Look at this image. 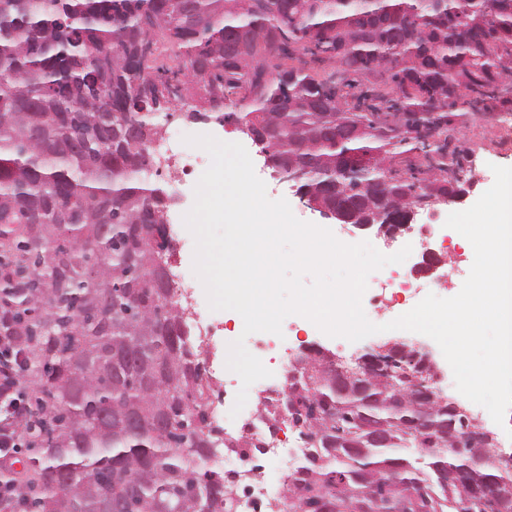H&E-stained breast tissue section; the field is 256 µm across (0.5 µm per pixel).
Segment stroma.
Here are the masks:
<instances>
[{
    "label": "stroma",
    "instance_id": "stroma-1",
    "mask_svg": "<svg viewBox=\"0 0 512 512\" xmlns=\"http://www.w3.org/2000/svg\"><path fill=\"white\" fill-rule=\"evenodd\" d=\"M188 113V108L181 106L178 107L175 117L186 127L204 131L205 134L214 136L224 142L242 144L253 161L257 176L265 183L270 199H286L293 214L299 220L323 224L335 236L358 242L366 240L381 253L386 255L392 253V246L386 244L383 238L378 237L375 231H363L350 225L336 223L331 219H323L319 213L307 208L299 196L296 195L294 189L288 184L280 182L278 178L274 177L271 169L265 166L259 146L243 132L241 125L237 124L236 121L227 120L222 122L213 115L205 119L195 120L189 118ZM455 136L459 145L469 155L465 178L473 182L474 187L463 202L439 204L436 205L434 211L424 210L416 215L414 219L415 230L404 236L405 241H411L415 244L414 250L404 262L405 268H413L421 259L423 248L419 244L420 235L417 231L419 225L442 224L445 223L450 213L470 208L493 185L494 180L489 176L491 166L512 167V143L506 142L498 122L478 116L459 126ZM149 178L152 182L160 184L176 199L175 204L168 211L167 230L176 246L175 259L177 264L185 271H192L195 241L191 232L184 225L182 216L194 204L196 182L192 176L184 174L174 176L166 171L150 173ZM193 306L199 313L198 318L194 320L193 333L206 339V349L202 358L212 384L209 401L219 407L224 405L233 406L238 389L224 383V343L228 340H236L239 336L236 314L230 310H210L206 294L202 291L198 292ZM398 338L415 341L418 340L419 335L415 332L392 330L370 335L357 342L346 340L339 342L320 332L311 323L285 319L282 323L281 335L271 337L265 351L260 355L261 361L272 372L271 377L266 378L265 384L269 387H281L283 383L281 371L283 358L287 356L292 358L299 355L305 346L311 344L322 345L340 356L346 364L351 365L371 345Z\"/></svg>",
    "mask_w": 512,
    "mask_h": 512
}]
</instances>
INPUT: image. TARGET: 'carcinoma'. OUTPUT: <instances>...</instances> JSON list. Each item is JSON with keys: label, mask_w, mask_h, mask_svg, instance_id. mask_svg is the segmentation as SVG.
Instances as JSON below:
<instances>
[{"label": "carcinoma", "mask_w": 512, "mask_h": 512, "mask_svg": "<svg viewBox=\"0 0 512 512\" xmlns=\"http://www.w3.org/2000/svg\"><path fill=\"white\" fill-rule=\"evenodd\" d=\"M162 44L175 64L154 70ZM159 86L197 114L238 95L305 193L389 219L463 189L448 140L512 92V0H0V306L39 393L17 512H101L130 484L132 512H229L231 485L202 461L240 442L201 410L212 386L156 265L170 249L152 246L169 197L147 183L140 146L159 128L137 100ZM288 400L320 431L288 512H363L362 488L396 512L395 483L425 489L406 512H457L467 486L435 471L465 457L384 382L338 395L299 379ZM370 425L393 442L336 447ZM470 479L512 485V468Z\"/></svg>", "instance_id": "carcinoma-1"}]
</instances>
